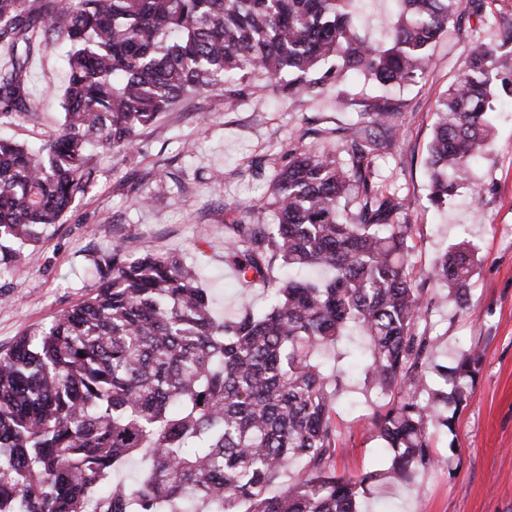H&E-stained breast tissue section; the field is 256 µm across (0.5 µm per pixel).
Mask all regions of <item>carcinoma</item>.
<instances>
[{"label":"carcinoma","mask_w":512,"mask_h":512,"mask_svg":"<svg viewBox=\"0 0 512 512\" xmlns=\"http://www.w3.org/2000/svg\"><path fill=\"white\" fill-rule=\"evenodd\" d=\"M357 0H50L62 24L41 26L36 0H0V118L36 121L26 73L40 38L67 48L61 122L31 146L0 137V266L11 245L39 240L85 192L91 152L128 151L137 130L205 88L229 106L262 72L304 103L334 94L361 121L339 149L292 145L272 194L224 225V263L244 285L277 280L267 309L218 320L196 265L118 244L94 260L95 294L0 354V512H361L369 485L408 483L433 464L432 436L454 432L482 352L432 385V339L418 332L424 290L409 264L404 199L377 181L373 155L395 133L397 104L361 96L424 78L430 49L485 0H401L390 41L356 27ZM499 44L476 40L438 101L426 160L429 204L461 189L493 148L498 91L512 96ZM277 223H266V210ZM474 254L464 242L427 277L468 305ZM365 347L352 345L354 335ZM385 397L372 417L388 456L338 476L335 405L345 367ZM139 461L131 483L115 479ZM296 478L271 489L292 464Z\"/></svg>","instance_id":"1"}]
</instances>
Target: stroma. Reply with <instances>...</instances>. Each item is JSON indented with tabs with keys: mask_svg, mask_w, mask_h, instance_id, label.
<instances>
[{
	"mask_svg": "<svg viewBox=\"0 0 512 512\" xmlns=\"http://www.w3.org/2000/svg\"><path fill=\"white\" fill-rule=\"evenodd\" d=\"M499 38L498 26L463 19L437 40L420 82L382 90L400 112L393 144L377 152L374 167L388 189L411 202L409 262L428 305L419 330L436 342L435 364L454 366L475 346L484 356L454 433L434 436L430 470L391 490L369 487L364 512H512V101L492 114L494 147L475 165L479 200L465 190L447 210H435L425 165L437 101L461 75L467 45ZM27 81L39 123L1 119L0 133L36 144L61 110L65 81L54 47L33 48ZM357 121L355 111L337 108L332 97L299 105L256 74L249 95L233 108H225L223 92L205 91L139 129L132 151L97 152L92 180L62 223L47 228L0 276V351L83 300L96 286L94 258L121 240L141 251L200 258L216 314L235 308L240 297L224 264L225 224L239 207L262 202L274 161L289 144L334 149L337 130ZM463 241L476 262L464 309L426 278L437 258ZM350 383L336 405L333 466L354 477L375 468L387 451L372 431L374 395L359 377Z\"/></svg>",
	"mask_w": 512,
	"mask_h": 512,
	"instance_id": "35a3bbf8",
	"label": "stroma"
}]
</instances>
